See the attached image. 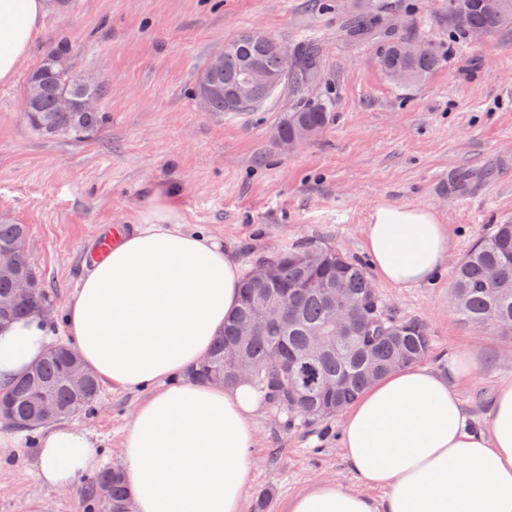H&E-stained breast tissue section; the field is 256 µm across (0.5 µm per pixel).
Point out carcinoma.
<instances>
[{
  "mask_svg": "<svg viewBox=\"0 0 512 512\" xmlns=\"http://www.w3.org/2000/svg\"><path fill=\"white\" fill-rule=\"evenodd\" d=\"M453 26L461 35L479 30L493 35L512 25V6L497 12L484 10L479 0H453ZM276 39L245 31L224 43L227 62L219 70L204 69L195 90L219 87L210 94L209 111L227 112L224 90L240 81L244 68L253 62L281 78L278 85L253 84L247 105L268 100L286 88L301 95L319 83L321 48L309 40L295 45V56L285 60L274 49ZM405 40L387 39L376 53V64L391 80L414 84L435 71L442 57L432 46L410 58L403 51ZM71 47L59 41L29 74L25 85V118L30 127L47 139L86 140L105 125L106 116L89 111L83 103L101 96L100 86L90 77L72 70ZM68 97L72 107L59 108V98ZM330 120L323 103L304 102L281 116L276 139L289 143L301 127L320 134ZM28 227L0 219V249L15 254V276H0V321L14 320L39 310L47 303L45 289L37 282L27 250ZM272 279L255 284L250 275L240 282V301L234 315L224 321V330L213 342L208 356L186 377L193 381L237 384L233 369L224 365V351L239 348L242 364L252 368L251 384L267 404L290 422L328 420L336 416L375 379L394 369L422 361L431 350L426 325L385 315L382 301L365 268L328 246L308 245L272 262ZM31 282L27 294L16 292V280ZM345 296L352 318L342 335L330 323L333 309L325 289ZM454 288L453 309L465 323L492 325L512 330V222L498 224L481 238L460 262ZM269 297L282 302L283 318L273 328L260 327L252 336L240 335L243 322L259 319V305ZM73 352L65 347L50 349L5 394L0 405L10 413L7 422L32 431L52 421L69 418L93 405L100 393L99 380L87 373L81 389L67 373ZM296 360L287 385L294 398L273 382L279 359ZM84 512H124L130 498L125 476L119 467H106L87 480L80 491Z\"/></svg>",
  "mask_w": 512,
  "mask_h": 512,
  "instance_id": "obj_1",
  "label": "carcinoma"
}]
</instances>
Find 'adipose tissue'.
<instances>
[{"instance_id":"adipose-tissue-1","label":"adipose tissue","mask_w":512,"mask_h":512,"mask_svg":"<svg viewBox=\"0 0 512 512\" xmlns=\"http://www.w3.org/2000/svg\"><path fill=\"white\" fill-rule=\"evenodd\" d=\"M45 13L46 0H0L1 83L14 79ZM183 221L170 196H156L60 315L0 327V390L65 338L104 382L149 391L120 443L134 512H241L261 395L245 382H169L208 352L236 310L241 262ZM364 246L383 281L412 289L444 267L451 242L434 211L382 203ZM476 368L461 350L447 364L418 362L375 381L347 408L340 437L365 492L318 481L288 512H512V381L497 387L478 423L458 391ZM99 455L84 428L52 425L39 441L35 478L72 487ZM371 488L383 498L369 497Z\"/></svg>"}]
</instances>
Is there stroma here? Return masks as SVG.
I'll return each mask as SVG.
<instances>
[{
	"label": "stroma",
	"mask_w": 512,
	"mask_h": 512,
	"mask_svg": "<svg viewBox=\"0 0 512 512\" xmlns=\"http://www.w3.org/2000/svg\"><path fill=\"white\" fill-rule=\"evenodd\" d=\"M42 31L16 78L0 83V218L30 227L29 250L54 310L93 262L107 229H131L158 192L172 193L188 229L220 240L243 268L300 245H328L366 261L363 229L381 203L435 211L451 235L448 263L428 284L401 289L371 281L384 309L426 324L428 364L470 350L479 365L459 391L485 419L498 384L512 380V333L458 320L453 272L494 225L512 221V28L463 39L451 0H47ZM366 11L354 39L348 18ZM260 29L286 45L321 46L323 79L304 97L280 91L262 106L207 112L193 95L197 75L226 41ZM389 35L419 37L443 57L414 86L401 87L374 63ZM72 63L104 89L109 120L95 137L47 140L27 125L30 71L59 39ZM325 103L318 137L291 148L274 138L300 100ZM482 185L469 203L449 176ZM143 390L102 385L74 421L102 448V466H121V432ZM341 419L287 425L265 408L254 421L243 512H288L312 482L362 485L340 446ZM36 440L0 457V512H82L76 489L34 478Z\"/></svg>",
	"instance_id": "35a3bbf8"
}]
</instances>
